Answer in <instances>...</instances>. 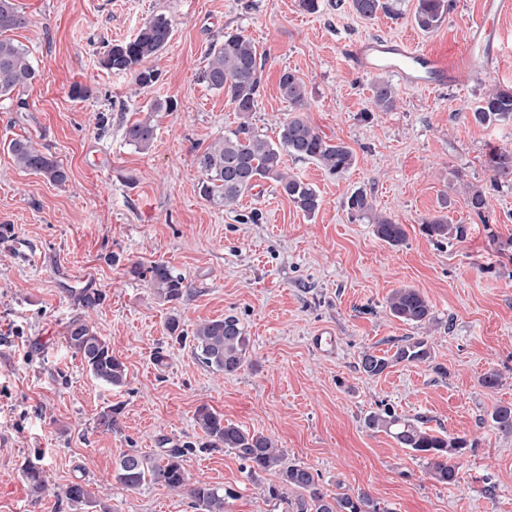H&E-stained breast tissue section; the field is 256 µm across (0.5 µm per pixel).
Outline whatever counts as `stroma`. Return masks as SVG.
<instances>
[{"instance_id":"1","label":"stroma","mask_w":512,"mask_h":512,"mask_svg":"<svg viewBox=\"0 0 512 512\" xmlns=\"http://www.w3.org/2000/svg\"><path fill=\"white\" fill-rule=\"evenodd\" d=\"M17 2L28 23L9 36L39 77L0 99V512H194L185 494L154 483L131 490L113 474L129 449L158 458L197 441L202 405L273 439L319 474L327 494L363 489L392 512H512V434L490 420L496 405L512 404V183L494 184L486 164L491 149L512 148V122L480 125L471 116L486 87H512V17L497 25L501 50L489 73L462 89L397 86V110L373 113L376 77L354 69L347 48L400 35L458 56L481 0H451L429 34L412 22L417 0H389L391 12L371 19L349 0H318L313 13L298 0ZM156 14L171 21L173 35L149 60L160 76L144 89L101 59ZM231 30L249 35L265 57L259 132L276 139V119L291 110L278 89L287 68L308 88L309 121L355 151L341 179L286 157L320 195L312 217L268 183L232 210L199 193L196 153L239 123L223 93L199 79L208 47ZM77 85L91 97L75 98ZM156 100L171 108L157 116L153 147L137 151L124 128ZM15 138L51 154L67 182L19 168L7 150ZM464 183L486 189L484 216L468 209ZM359 188L405 226L402 246L351 218L345 203ZM439 214L466 225V238L428 237L422 226ZM156 262L189 283L179 303L158 299L135 275ZM401 287L418 289L432 307V359L366 376L360 352H394L415 333L386 307ZM82 288L106 295L88 318L125 363L123 388L96 381L65 344ZM227 315L251 340L250 365L231 376L165 331L172 316L189 335L199 320ZM324 329L336 336L335 355L309 344ZM492 369L503 384L489 391L479 380ZM111 406L121 409L118 427L104 432L96 418ZM385 406L473 443L456 484L435 483L409 449L366 429L365 417ZM31 461L50 492L34 493L23 478ZM188 469L193 480L237 491L229 512H285L268 498L269 477L248 479L230 449L193 451ZM72 482L87 487L92 505L54 495Z\"/></svg>"}]
</instances>
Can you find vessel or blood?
Listing matches in <instances>:
<instances>
[{"label": "vessel or blood", "instance_id": "1", "mask_svg": "<svg viewBox=\"0 0 512 512\" xmlns=\"http://www.w3.org/2000/svg\"><path fill=\"white\" fill-rule=\"evenodd\" d=\"M508 15H512V0H482L480 12L468 26L464 52L451 59L419 49L400 37L356 42L350 57L359 72H387L407 87L432 90L448 83H466L498 58L493 26Z\"/></svg>", "mask_w": 512, "mask_h": 512}]
</instances>
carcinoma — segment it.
Instances as JSON below:
<instances>
[{
	"label": "carcinoma",
	"instance_id": "obj_1",
	"mask_svg": "<svg viewBox=\"0 0 512 512\" xmlns=\"http://www.w3.org/2000/svg\"><path fill=\"white\" fill-rule=\"evenodd\" d=\"M352 9L363 18H371L385 9L382 0H351ZM448 0H417L413 22L424 33L438 29L448 16ZM25 24V18L16 0H0V98L10 97L18 88L32 84L38 74L24 49L16 45L6 33ZM173 34L171 22L158 14L143 23L136 35L110 47L101 65L113 73L132 76L142 88L156 83L158 72L144 66V62L159 55ZM207 64L200 78L208 87L224 92L229 105L238 112L240 122L236 129L225 133L195 155V164L203 179L200 194L226 208L238 205L241 198L269 181L288 197L296 209L312 217L321 206L317 191L310 184L286 172L283 156L316 162L329 175L342 178L354 167V150L342 141L322 135L304 113L308 90L295 72L285 69L278 79L281 96L294 107L278 124V142L261 134L251 122L257 111L262 84L264 59L258 53L253 39L243 32L226 33L224 40L210 45ZM397 107V95L392 85L380 79L373 90L372 110L392 112ZM164 108L155 102L150 113L131 123L125 129L126 142L140 151H148L156 139L157 125L153 113ZM473 120L481 125L512 122V88L493 86L472 110ZM8 150L16 165L44 176L61 185L68 180L65 169L50 155L39 150L29 139H13ZM487 165L495 183L512 182V150L495 148L489 152ZM468 207L478 217H484L489 207L486 191L478 185L467 186ZM346 207L352 216L367 221L375 235L392 247L406 241L404 225L377 211L367 192L351 194ZM428 236L438 242L461 240L467 235L464 224H450L440 215L424 224ZM149 284L155 295L176 304L188 292L185 277L172 266L156 262L148 269ZM106 295L84 288L78 304L85 311L100 308ZM390 314L417 329L432 324L434 316L428 300L415 288L394 289L387 298ZM65 342L80 357L87 371L99 382L112 388L126 385L124 362L112 354L105 338L82 317L68 322ZM194 350L207 367L226 375L234 374L249 362L250 339L239 319L233 315L208 319L197 324L193 331ZM432 349L423 337H409L395 345L392 355H377L364 351L359 356L358 369L369 377L382 375L399 364H422L431 361ZM119 409L108 408L97 418V428L104 432L115 430ZM195 421L203 437L193 447L202 450L228 448L245 463L249 477L263 474L274 476L276 482L268 486L272 500L287 503L291 512H390L362 490L330 496L319 488V476L303 465L287 460L285 453L273 441L231 422L206 405L196 411ZM493 426L512 433V405H498L491 413ZM364 425L373 432L389 434L401 447L411 450L426 462L428 473L435 482L452 485L458 480L459 461L471 447L465 437L441 434L424 426L421 418H409L390 408L372 412ZM188 452L171 448L158 460L135 450L122 454L115 468V479L128 489H137L146 481L160 483L176 492H184L191 499L196 512H226L227 504L236 497L234 490L203 482H190L186 468ZM24 476L38 492L46 490L43 470L27 467ZM56 495L73 505L91 502L89 492L81 483L60 487Z\"/></svg>",
	"mask_w": 512,
	"mask_h": 512
}]
</instances>
